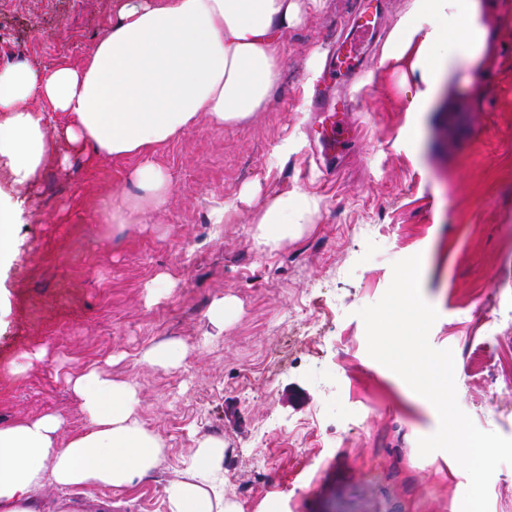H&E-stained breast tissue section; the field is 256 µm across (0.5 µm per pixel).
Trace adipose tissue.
Listing matches in <instances>:
<instances>
[{
	"instance_id": "obj_1",
	"label": "adipose tissue",
	"mask_w": 512,
	"mask_h": 512,
	"mask_svg": "<svg viewBox=\"0 0 512 512\" xmlns=\"http://www.w3.org/2000/svg\"><path fill=\"white\" fill-rule=\"evenodd\" d=\"M300 0H123L111 29L78 66L39 73L26 63L0 68V269L16 251L21 190L70 152L88 162L140 156L132 178L145 204L171 189L151 149L195 125L200 115L239 126L264 111L276 91L283 35L300 23ZM491 14L485 0H410L378 68L415 83L410 111H428L444 79L480 66ZM317 199L282 192L267 199L252 238L274 252L313 226ZM88 422L64 435L59 415L0 425V512H43L40 492L123 489L154 470L159 439L140 417L135 386L84 369L70 381ZM222 444L197 441L193 464L166 489L168 512H242L216 496L205 475L220 470Z\"/></svg>"
}]
</instances>
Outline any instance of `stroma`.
<instances>
[{"mask_svg": "<svg viewBox=\"0 0 512 512\" xmlns=\"http://www.w3.org/2000/svg\"><path fill=\"white\" fill-rule=\"evenodd\" d=\"M117 0H0V67L46 73L77 64L112 25ZM355 0H321L283 39L265 111L227 127L200 116L154 159L172 178L165 204L113 224L112 195L137 202L135 156L48 164L22 191L18 253L0 273V424L87 418L66 377L96 365L131 382L162 444L134 486L45 487L48 512H167L196 439L224 444L219 493L243 512H461L467 473L444 451L422 457L436 412L367 352L359 309L421 257L429 340L452 349L457 400L475 425L512 438V7L492 19L484 64L409 113L411 93L376 64L353 87L358 138L339 170L312 148L317 63ZM495 88L484 96L480 84ZM421 127L418 140L404 131ZM288 191L320 200L313 231L278 251L253 244L260 202ZM234 212L217 221L224 203ZM227 298L223 327L211 321ZM186 354L152 366L167 342ZM185 355V349L178 343L152 348L144 356V362L151 365L169 366L177 364Z\"/></svg>", "mask_w": 512, "mask_h": 512, "instance_id": "35a3bbf8", "label": "stroma"}]
</instances>
